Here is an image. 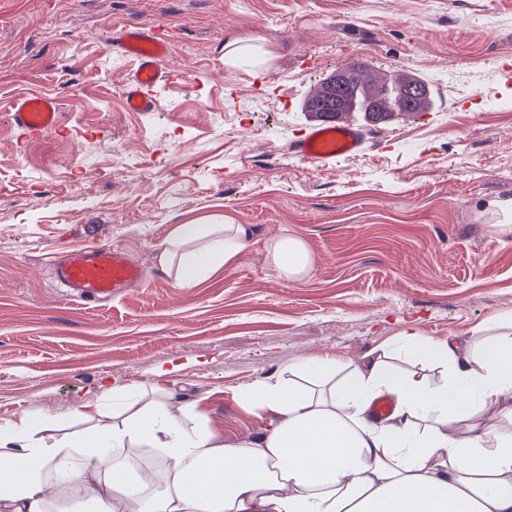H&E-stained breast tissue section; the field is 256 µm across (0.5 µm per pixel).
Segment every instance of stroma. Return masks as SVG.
Segmentation results:
<instances>
[{"label": "stroma", "mask_w": 512, "mask_h": 512, "mask_svg": "<svg viewBox=\"0 0 512 512\" xmlns=\"http://www.w3.org/2000/svg\"><path fill=\"white\" fill-rule=\"evenodd\" d=\"M497 23L488 37L486 17ZM178 34L156 109L126 111L129 25ZM393 67L424 80L431 111L371 126L362 153L316 166L288 151L303 103L337 69ZM59 99L61 126L13 128L14 96ZM247 224L235 264L178 285L159 245L179 224ZM313 265L283 279L282 234ZM104 242L144 270L106 304L50 276L73 246ZM512 322V0H0V423L69 418L101 379L199 400L225 438L259 429L240 390L305 354L360 364L416 327L464 341ZM267 257L281 276L290 281L301 279L312 265V255L307 245L301 239L288 234L269 244Z\"/></svg>", "instance_id": "1"}]
</instances>
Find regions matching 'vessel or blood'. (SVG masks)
<instances>
[{
	"label": "vessel or blood",
	"instance_id": "b4317fda",
	"mask_svg": "<svg viewBox=\"0 0 512 512\" xmlns=\"http://www.w3.org/2000/svg\"><path fill=\"white\" fill-rule=\"evenodd\" d=\"M115 42L122 54L137 62L122 90L126 110L154 111V88L162 79L160 64L170 50L169 39L157 27L144 25L119 30ZM60 120L56 99L45 95L19 97L10 108L13 127L32 138L55 131ZM366 133V126L355 114L322 116L311 120L303 135L290 143L289 149L302 160L326 165L338 157L362 152ZM55 276L70 297L108 302L127 288L140 284L144 271L123 250L99 242L70 250L56 265Z\"/></svg>",
	"mask_w": 512,
	"mask_h": 512
}]
</instances>
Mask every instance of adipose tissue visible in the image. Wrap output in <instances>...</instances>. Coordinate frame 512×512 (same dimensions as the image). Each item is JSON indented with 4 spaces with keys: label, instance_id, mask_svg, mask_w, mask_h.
<instances>
[{
    "label": "adipose tissue",
    "instance_id": "ef3b65f1",
    "mask_svg": "<svg viewBox=\"0 0 512 512\" xmlns=\"http://www.w3.org/2000/svg\"><path fill=\"white\" fill-rule=\"evenodd\" d=\"M252 233L241 224H181L161 259L188 286L233 265ZM281 276L301 279L312 255L285 234L267 248ZM397 346L441 369L439 380L394 371L385 356L361 366L305 355L284 375L239 394L262 428L232 440L201 425L195 402L102 380L111 413L79 433L66 418L0 423V512H512V338L478 328L473 341L401 332ZM393 413L376 420L382 394ZM496 410L490 427L481 418ZM160 453L164 481L130 458Z\"/></svg>",
    "mask_w": 512,
    "mask_h": 512
}]
</instances>
